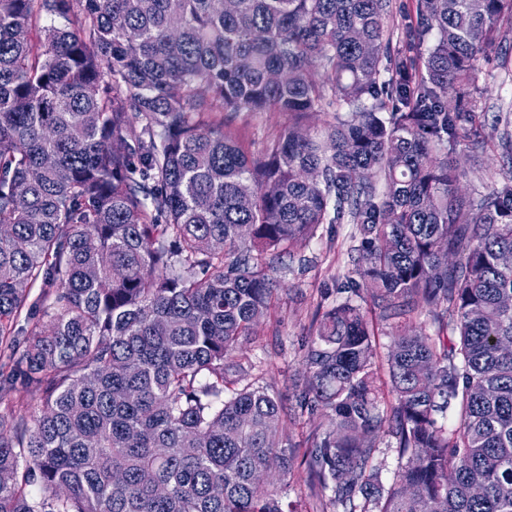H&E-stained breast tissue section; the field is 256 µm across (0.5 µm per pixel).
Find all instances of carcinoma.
<instances>
[{
  "instance_id": "1",
  "label": "carcinoma",
  "mask_w": 512,
  "mask_h": 512,
  "mask_svg": "<svg viewBox=\"0 0 512 512\" xmlns=\"http://www.w3.org/2000/svg\"><path fill=\"white\" fill-rule=\"evenodd\" d=\"M391 12L0 0V512H305L260 482L289 481L299 449L279 447L263 365L234 353L272 314L275 260L322 224L359 244L305 356L300 413L331 426L304 452L311 494L512 512L509 125L487 193L461 192L452 158L483 147L470 73L512 0H413L403 51ZM237 112L291 120L254 154L224 126Z\"/></svg>"
}]
</instances>
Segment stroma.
<instances>
[{"instance_id": "stroma-1", "label": "stroma", "mask_w": 512, "mask_h": 512, "mask_svg": "<svg viewBox=\"0 0 512 512\" xmlns=\"http://www.w3.org/2000/svg\"><path fill=\"white\" fill-rule=\"evenodd\" d=\"M471 83L477 105L485 114L480 136L487 145L479 152L460 151L455 155L459 187L466 193L487 191L506 177L499 164L496 142L505 113L512 111L511 21L502 22L495 46L478 56ZM224 122L246 148L256 152L287 125L288 115L241 112L225 115ZM354 231L351 224L321 225L314 239L280 258L274 272L279 282L276 314L257 327L256 341L247 347L249 357L269 364L263 382L288 410L282 435L291 447H309L327 429L321 416L300 415L297 401L307 379L304 357L312 336L313 316L319 306L345 299L337 292L336 281L347 272L346 249Z\"/></svg>"}]
</instances>
